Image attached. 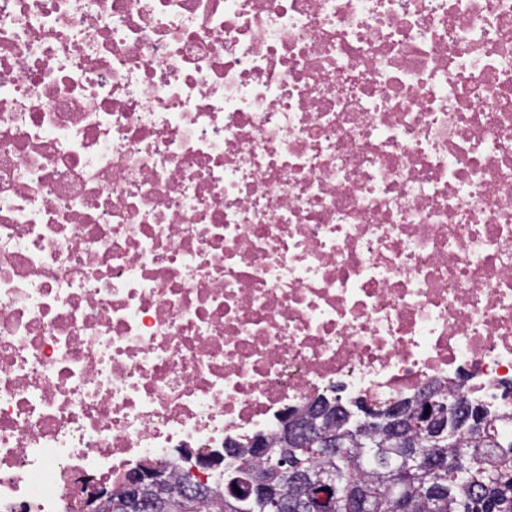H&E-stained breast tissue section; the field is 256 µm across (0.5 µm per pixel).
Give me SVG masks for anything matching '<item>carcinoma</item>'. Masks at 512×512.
Returning <instances> with one entry per match:
<instances>
[{
	"mask_svg": "<svg viewBox=\"0 0 512 512\" xmlns=\"http://www.w3.org/2000/svg\"><path fill=\"white\" fill-rule=\"evenodd\" d=\"M450 430L433 438L417 430L397 443L377 433L372 457L365 458L357 432L336 427L340 452L314 459H299L302 480L284 489L292 508L288 512H312L308 488L324 471L338 479L335 512H512V439L502 440L482 412L481 424L458 430L455 417L446 416ZM243 459L240 467L224 476V483L245 478L264 467L254 461L250 448L227 449ZM416 455L418 469L400 473L402 455ZM184 478L174 477L159 486H149L141 497L155 504L154 512H272L267 499L257 495L224 498V491L199 485L194 497L183 496Z\"/></svg>",
	"mask_w": 512,
	"mask_h": 512,
	"instance_id": "obj_1",
	"label": "carcinoma"
}]
</instances>
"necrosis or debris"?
Here are the masks:
<instances>
[{
  "mask_svg": "<svg viewBox=\"0 0 512 512\" xmlns=\"http://www.w3.org/2000/svg\"><path fill=\"white\" fill-rule=\"evenodd\" d=\"M435 385L512 414V0H0V512Z\"/></svg>",
  "mask_w": 512,
  "mask_h": 512,
  "instance_id": "obj_1",
  "label": "necrosis or debris"
}]
</instances>
